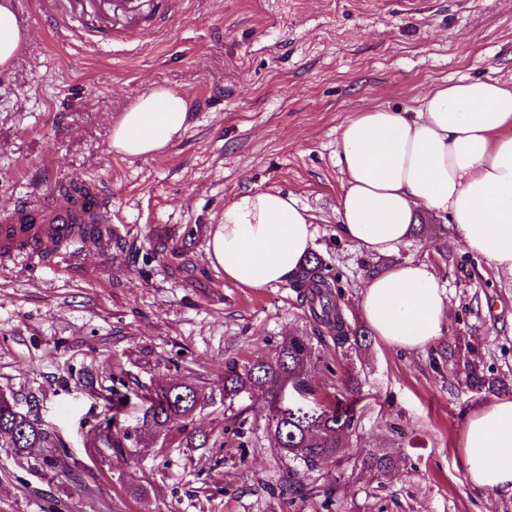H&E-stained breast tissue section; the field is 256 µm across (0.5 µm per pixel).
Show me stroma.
Listing matches in <instances>:
<instances>
[{"instance_id":"35a3bbf8","label":"stroma","mask_w":512,"mask_h":512,"mask_svg":"<svg viewBox=\"0 0 512 512\" xmlns=\"http://www.w3.org/2000/svg\"><path fill=\"white\" fill-rule=\"evenodd\" d=\"M0 71V209L55 179L96 183L112 201L120 247L88 243L49 261H0V390L59 440L60 467L0 447V512H512V498L476 489L463 468L464 414L492 399L466 379L475 362L512 397V278L466 252L448 215L419 218L394 256L336 234L344 175L336 140L371 106L416 110L429 88L461 79L512 83V0H178L151 33L90 45L40 15ZM164 85L191 102L163 152H113L112 125L142 91ZM293 194L313 217L312 251L349 322L360 292L391 262L429 266L445 288L444 336L405 351L372 339L364 358L314 341V398L358 378L359 422L339 464L311 477L319 495L289 500L264 397L224 395L227 360L274 349L310 324L290 282L243 288L207 256L234 196ZM204 393L187 448H94L115 391L165 382ZM362 448L393 453L380 483L350 464ZM145 487L136 495V487Z\"/></svg>"}]
</instances>
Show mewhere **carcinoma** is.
<instances>
[{
  "instance_id": "obj_1",
  "label": "carcinoma",
  "mask_w": 512,
  "mask_h": 512,
  "mask_svg": "<svg viewBox=\"0 0 512 512\" xmlns=\"http://www.w3.org/2000/svg\"><path fill=\"white\" fill-rule=\"evenodd\" d=\"M98 229L94 224H75L73 231L56 241V248L67 250L94 238ZM321 258L308 257L292 277L293 287L299 291L301 303L307 307L312 321V333L302 332L283 339L268 355L246 362L230 360L224 367V393L269 395L266 419L277 452L311 472L324 463L339 459L341 448L350 434L356 431L359 415L356 411L357 384L347 387L344 399L323 405L318 402L294 400L279 404L285 390L298 394L309 392L307 376L317 369L320 358L315 352L312 335L325 332L332 335L336 345L350 351L367 347L368 331L351 324L339 304V299L322 272ZM156 402H146L141 395L142 413L135 431L147 430L153 434L154 445L164 448L169 432L186 428L185 420L200 398L198 390L186 384H170L155 390ZM11 399L0 395V437H8L7 446L17 455L31 448H46L44 464L58 465L54 438L36 418H25L11 411ZM121 409L112 406V414L105 418V427L97 433L99 447L116 454L129 452L137 442L136 435L120 420ZM361 470L382 483L395 471L391 453L377 448H362L355 461Z\"/></svg>"
}]
</instances>
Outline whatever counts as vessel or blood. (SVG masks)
<instances>
[{"instance_id":"obj_1","label":"vessel or blood","mask_w":512,"mask_h":512,"mask_svg":"<svg viewBox=\"0 0 512 512\" xmlns=\"http://www.w3.org/2000/svg\"><path fill=\"white\" fill-rule=\"evenodd\" d=\"M44 11L57 20L77 23L81 35L93 43L120 33L128 27L142 30L167 22L176 0H39ZM111 202L98 187L86 186L74 192L71 184L56 180L51 200L39 195L21 199L13 209L0 210V255L7 257L18 251H42L73 224L99 225L100 246L118 244L119 237L110 226Z\"/></svg>"}]
</instances>
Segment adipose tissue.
<instances>
[{
	"label": "adipose tissue",
	"instance_id": "ef3b65f1",
	"mask_svg": "<svg viewBox=\"0 0 512 512\" xmlns=\"http://www.w3.org/2000/svg\"><path fill=\"white\" fill-rule=\"evenodd\" d=\"M27 38L11 0H0V69ZM189 102L153 87L112 126L116 154L140 158L179 135ZM344 175L337 232L356 248L388 256L422 214H448L451 237L512 277V85L464 79L426 91L417 111L372 106L352 113L336 143ZM314 229L296 198L248 191L225 202L208 257L226 280L264 288L290 279L313 246ZM360 308L372 333L389 346L420 350L446 332L448 297L425 264L396 262L371 274ZM468 481L512 497V398L478 405L463 419Z\"/></svg>",
	"mask_w": 512,
	"mask_h": 512
}]
</instances>
